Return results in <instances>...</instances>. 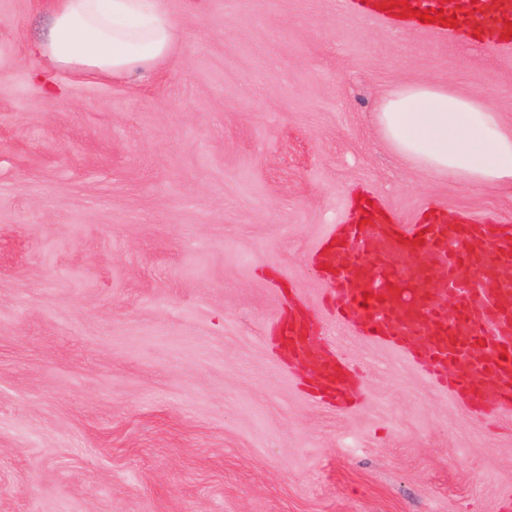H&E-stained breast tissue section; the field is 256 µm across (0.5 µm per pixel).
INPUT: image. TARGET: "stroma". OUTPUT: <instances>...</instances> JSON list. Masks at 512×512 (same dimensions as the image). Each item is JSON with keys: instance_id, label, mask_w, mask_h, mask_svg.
I'll return each instance as SVG.
<instances>
[{"instance_id": "stroma-1", "label": "stroma", "mask_w": 512, "mask_h": 512, "mask_svg": "<svg viewBox=\"0 0 512 512\" xmlns=\"http://www.w3.org/2000/svg\"><path fill=\"white\" fill-rule=\"evenodd\" d=\"M146 83L33 86L44 0H0V512H504L512 414L475 418L337 326L319 242L370 191L512 217V190L426 177L377 123L442 83L512 124V47L474 48L336 0H164ZM298 304L361 393L314 402L273 326Z\"/></svg>"}]
</instances>
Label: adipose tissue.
Masks as SVG:
<instances>
[{
  "mask_svg": "<svg viewBox=\"0 0 512 512\" xmlns=\"http://www.w3.org/2000/svg\"><path fill=\"white\" fill-rule=\"evenodd\" d=\"M53 23L39 52L60 70L91 78L150 77L167 59L177 25L162 0H50ZM385 140L431 177L475 191L512 188V126L482 94L444 84L390 91L378 114Z\"/></svg>",
  "mask_w": 512,
  "mask_h": 512,
  "instance_id": "obj_1",
  "label": "adipose tissue"
}]
</instances>
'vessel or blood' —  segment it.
<instances>
[{
  "label": "vessel or blood",
  "instance_id": "vessel-or-blood-1",
  "mask_svg": "<svg viewBox=\"0 0 512 512\" xmlns=\"http://www.w3.org/2000/svg\"><path fill=\"white\" fill-rule=\"evenodd\" d=\"M460 0L453 19L422 23L418 11L447 8L448 0H338L341 10L367 19L453 37L481 46L512 45V0ZM379 203L360 202L351 223L334 225L315 261L332 288L329 303L340 326L396 349L431 380L447 386L469 409L512 412V223L465 219L427 210L413 224H387ZM434 261L443 287L419 289V256ZM300 308H291L276 331L288 356L312 366V395L350 410L355 385L349 365L333 358L308 331ZM490 379L493 390L482 382Z\"/></svg>",
  "mask_w": 512,
  "mask_h": 512
}]
</instances>
